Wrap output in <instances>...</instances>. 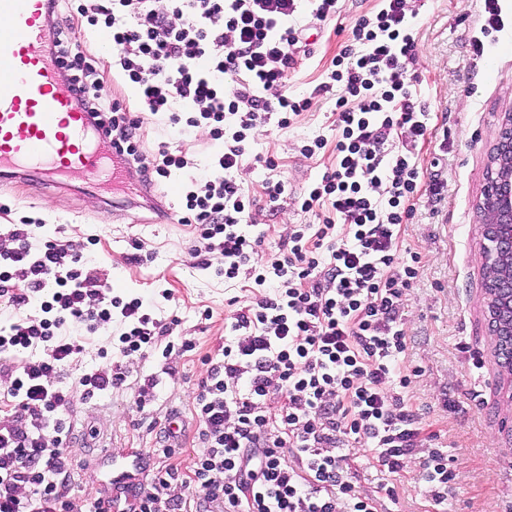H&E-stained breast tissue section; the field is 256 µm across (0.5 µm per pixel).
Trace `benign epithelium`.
Listing matches in <instances>:
<instances>
[{"label":"benign epithelium","mask_w":512,"mask_h":512,"mask_svg":"<svg viewBox=\"0 0 512 512\" xmlns=\"http://www.w3.org/2000/svg\"><path fill=\"white\" fill-rule=\"evenodd\" d=\"M487 186L477 201L482 215L480 227L482 261L486 269L485 294L489 322L495 321L500 303L493 284L512 281V113H507L497 142L489 155Z\"/></svg>","instance_id":"obj_1"}]
</instances>
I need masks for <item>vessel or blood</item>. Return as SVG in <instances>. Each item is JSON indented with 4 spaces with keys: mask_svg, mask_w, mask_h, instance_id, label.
Instances as JSON below:
<instances>
[{
    "mask_svg": "<svg viewBox=\"0 0 512 512\" xmlns=\"http://www.w3.org/2000/svg\"><path fill=\"white\" fill-rule=\"evenodd\" d=\"M48 21L49 0H0V183L103 171L121 183L126 161L100 152L44 50Z\"/></svg>",
    "mask_w": 512,
    "mask_h": 512,
    "instance_id": "1",
    "label": "vessel or blood"
}]
</instances>
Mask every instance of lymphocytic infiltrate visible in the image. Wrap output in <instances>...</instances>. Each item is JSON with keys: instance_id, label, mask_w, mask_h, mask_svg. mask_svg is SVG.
<instances>
[{"instance_id": "f902f5d3", "label": "lymphocytic infiltrate", "mask_w": 512, "mask_h": 512, "mask_svg": "<svg viewBox=\"0 0 512 512\" xmlns=\"http://www.w3.org/2000/svg\"><path fill=\"white\" fill-rule=\"evenodd\" d=\"M301 0H50L49 52L74 105L92 130L130 159L128 175L161 182L192 167L186 152L160 143L146 155L136 131L140 112L168 116L180 133L207 129L220 142L202 189L186 187L181 223L194 225L196 252H220L224 277L250 280V304L224 319L220 356L191 397L198 449L188 472L171 466L133 481L120 473L92 495L85 512H379L394 487L370 495L358 485L347 448H366L388 474L418 460L433 512H447L457 474L435 448L411 403L419 367L409 363L404 301L421 256L400 258L420 172L414 151L428 117L406 77L416 57L409 0H381L353 28L360 52L344 49L328 83L342 89L336 166L304 193L314 224H293L281 256L257 259L262 235L247 233L253 202L235 174L261 165L247 147L268 123L290 126L312 100L288 96L301 31L289 19ZM76 8L93 32L112 40L113 74L137 91L139 112L105 100L96 58L58 16ZM237 84L224 91L225 79ZM400 150H390L394 137ZM13 249L0 253V397L14 413L0 423V512H72L71 396L132 390L138 406L156 401L159 380H130L126 357H148L177 319L146 313L87 270L86 258L32 225L11 224ZM119 323L117 358L62 384L84 347L66 326L96 333Z\"/></svg>"}]
</instances>
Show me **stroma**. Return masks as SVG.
Returning a JSON list of instances; mask_svg holds the SVG:
<instances>
[{
	"instance_id": "obj_1",
	"label": "stroma",
	"mask_w": 512,
	"mask_h": 512,
	"mask_svg": "<svg viewBox=\"0 0 512 512\" xmlns=\"http://www.w3.org/2000/svg\"><path fill=\"white\" fill-rule=\"evenodd\" d=\"M504 26L482 36L484 0H412L416 17V60L408 67L415 99L429 114V134L417 147L423 183H444V194L419 192L414 216L402 236V249L422 255L420 276L405 301V328L410 337L409 358L422 369L412 384L415 407L458 474L448 512H512V434L503 430L512 407L499 402L495 391L500 363L484 309L483 271L479 255L480 217L475 201L485 184L487 154L499 122L512 110V0H501ZM377 0H340L335 16L320 22L303 0L295 22L306 29L297 63L288 75L289 95L312 97L311 108L286 128L268 124L249 145L250 155L273 158L274 169L258 166L242 175L246 194L257 201L253 218L264 234L262 260L278 258L279 242L292 224H312L313 213L301 211L299 196L336 164V96L315 95L328 79L332 60L352 43L355 21L377 10ZM84 46L98 57L106 95L120 99L130 111L139 108L134 90L109 70L111 51L95 37ZM493 67H486V59ZM138 131L143 151L155 152L159 143L171 142L187 152L195 166L177 171L153 185L164 207L180 205L179 192L203 170L216 151L204 131L181 138L173 128L150 114H142ZM325 141L315 155L301 148L314 139ZM282 179L288 198L270 212L264 185ZM142 184L106 193L74 179L64 185L17 184L0 189V225L28 217L40 221V235L64 241L72 249L92 254L98 276L113 295L128 300L155 297L158 317H178L174 337L193 339L190 352L173 350L141 360L131 357L132 374H153L160 380L159 411L138 410L128 390L88 398L75 392L76 428L66 448L76 470L70 493L74 508H82L95 492L101 473L110 471L115 458L138 449L149 452L152 469L167 466L187 469L196 451V422L191 395L206 370L202 358L216 354L224 342V318L231 301L246 305L252 298L247 280H224L220 253L208 254L201 267L194 251L195 231L187 224L159 223L141 195ZM135 205L140 221L128 223L123 215ZM96 244H88L89 235ZM140 252L142 263L129 259ZM169 290L172 301L160 299ZM112 338L102 330L85 339L76 366L65 374L73 381L81 373L111 364ZM175 412L181 433L170 456L159 448L167 431L168 412ZM350 463L361 488L376 491L380 484L395 487L398 501L393 512H427L429 504L419 481L418 466L385 474L371 467L363 451Z\"/></svg>"
}]
</instances>
